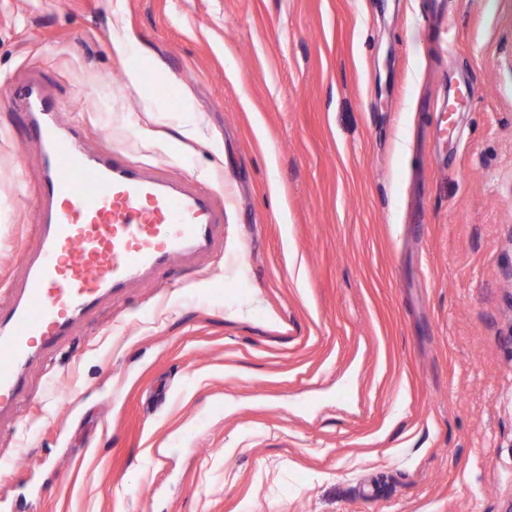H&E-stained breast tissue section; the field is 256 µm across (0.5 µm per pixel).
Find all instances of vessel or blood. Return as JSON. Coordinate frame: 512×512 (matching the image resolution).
Listing matches in <instances>:
<instances>
[{"label":"vessel or blood","mask_w":512,"mask_h":512,"mask_svg":"<svg viewBox=\"0 0 512 512\" xmlns=\"http://www.w3.org/2000/svg\"><path fill=\"white\" fill-rule=\"evenodd\" d=\"M9 106L24 115L42 149L45 204L22 286L0 302V413L22 398L25 370L62 348L75 321L112 292L177 257L224 248V215L204 188H177L115 151L92 154L69 103L37 80L14 86Z\"/></svg>","instance_id":"b4317fda"}]
</instances>
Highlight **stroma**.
Wrapping results in <instances>:
<instances>
[{"mask_svg":"<svg viewBox=\"0 0 512 512\" xmlns=\"http://www.w3.org/2000/svg\"><path fill=\"white\" fill-rule=\"evenodd\" d=\"M444 8L0 0V291L41 221L12 84L230 198L223 252L28 366L0 512H512V0Z\"/></svg>","mask_w":512,"mask_h":512,"instance_id":"stroma-1","label":"stroma"}]
</instances>
